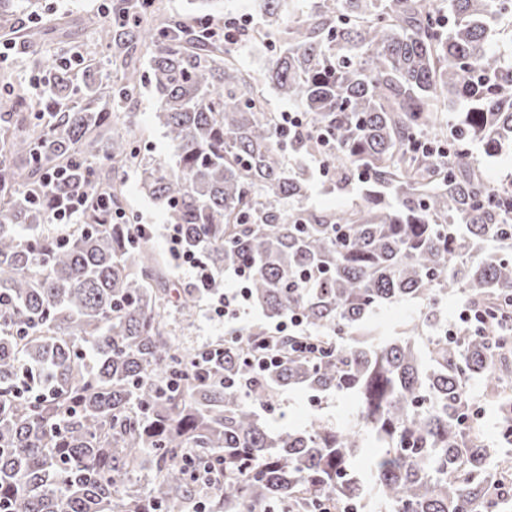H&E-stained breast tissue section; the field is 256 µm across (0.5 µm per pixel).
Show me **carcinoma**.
<instances>
[{"mask_svg": "<svg viewBox=\"0 0 512 512\" xmlns=\"http://www.w3.org/2000/svg\"><path fill=\"white\" fill-rule=\"evenodd\" d=\"M299 2L274 30L264 82L304 112L300 132L224 43L203 37L223 11L178 19L156 0H112V18L83 19L110 74L94 57L66 65L55 53L40 111L0 94V512H192L186 459L217 456L209 512H308L318 499L341 512L371 495L389 512L512 506L468 393L479 379L512 444V334L494 346L464 329L450 339L441 311L460 292L512 316V174L489 186L471 152L512 146V51L494 49L512 41V0ZM30 7L0 0V30L20 52L72 37L60 18L17 28ZM145 55L171 164L133 149L127 104ZM425 140L447 152H424ZM284 147L324 158L333 189L361 202L308 206L315 172L288 167ZM132 167L181 250L202 258L180 290L150 238L114 223ZM55 168L64 179L49 183ZM75 193L80 223L43 233ZM227 270L246 273L266 321L297 311L308 333L269 336L260 324L178 343L171 309L192 317ZM303 271L312 279L299 287ZM405 298L423 305L417 320L382 335L375 314ZM258 336L278 356L262 373L246 360ZM220 347L224 362L191 366ZM291 385L353 394L358 425L270 435L245 400ZM366 439L377 448L367 486L354 470Z\"/></svg>", "mask_w": 512, "mask_h": 512, "instance_id": "obj_1", "label": "carcinoma"}]
</instances>
